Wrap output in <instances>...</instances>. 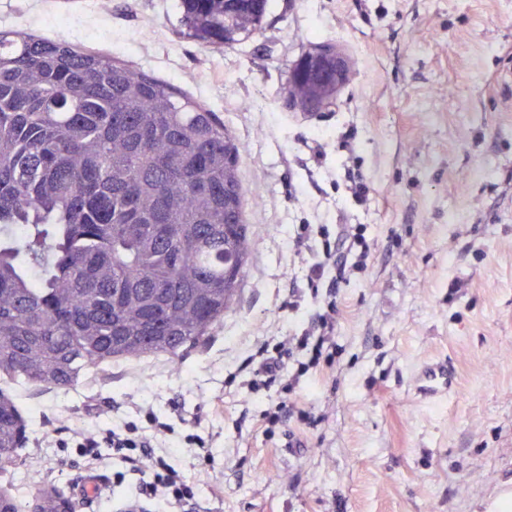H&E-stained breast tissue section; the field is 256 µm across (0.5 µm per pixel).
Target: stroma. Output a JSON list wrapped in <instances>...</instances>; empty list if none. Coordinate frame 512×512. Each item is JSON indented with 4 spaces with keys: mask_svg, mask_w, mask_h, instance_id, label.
<instances>
[{
    "mask_svg": "<svg viewBox=\"0 0 512 512\" xmlns=\"http://www.w3.org/2000/svg\"><path fill=\"white\" fill-rule=\"evenodd\" d=\"M178 3L0 0V29L111 54L217 112L240 146L253 241L234 305L181 372L144 356L66 393L17 388L27 440L0 487L28 500L30 459L73 512H124L137 476L116 482L111 450L80 457L71 434L105 436L149 405L194 512H512V0H270L259 32L220 47L181 36ZM321 44L351 75L306 112L284 89ZM305 224L364 225L371 252L336 296L334 362L298 386L309 420L267 435L281 384L250 394L230 375L319 309ZM437 362L455 388L419 402Z\"/></svg>",
    "mask_w": 512,
    "mask_h": 512,
    "instance_id": "obj_1",
    "label": "stroma"
}]
</instances>
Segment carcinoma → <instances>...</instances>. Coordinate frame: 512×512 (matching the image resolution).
I'll return each instance as SVG.
<instances>
[{
	"label": "carcinoma",
	"instance_id": "obj_1",
	"mask_svg": "<svg viewBox=\"0 0 512 512\" xmlns=\"http://www.w3.org/2000/svg\"><path fill=\"white\" fill-rule=\"evenodd\" d=\"M269 0H180L185 35L252 34ZM332 99L316 84L287 89ZM241 155L205 104L65 41L0 30V379L68 391L112 362L183 356L224 322L251 253ZM22 421L0 407V470ZM0 512H71L58 489Z\"/></svg>",
	"mask_w": 512,
	"mask_h": 512
}]
</instances>
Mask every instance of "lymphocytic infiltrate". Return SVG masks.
Returning <instances> with one entry per match:
<instances>
[{
    "label": "lymphocytic infiltrate",
    "instance_id": "obj_1",
    "mask_svg": "<svg viewBox=\"0 0 512 512\" xmlns=\"http://www.w3.org/2000/svg\"><path fill=\"white\" fill-rule=\"evenodd\" d=\"M368 252L364 228L348 224L340 225L336 239H322L320 247L311 249L307 283L312 295L322 296V310L315 314L311 329L302 335L287 336L275 345L259 347V361L248 382L251 391L270 387L287 362L296 364L288 378V386L292 389L301 377L316 370L321 363L333 362L336 351L334 298L340 284L351 272L363 270ZM144 417V425L126 423L108 433L104 440L83 439L78 448L82 453L92 454L104 443L111 448L113 458L121 463L133 469H147L152 479L146 483L144 491L154 497L159 512H180L181 508L195 501L196 487L164 457L156 454L147 434L148 428L156 424L155 416L148 411Z\"/></svg>",
    "mask_w": 512,
    "mask_h": 512
}]
</instances>
